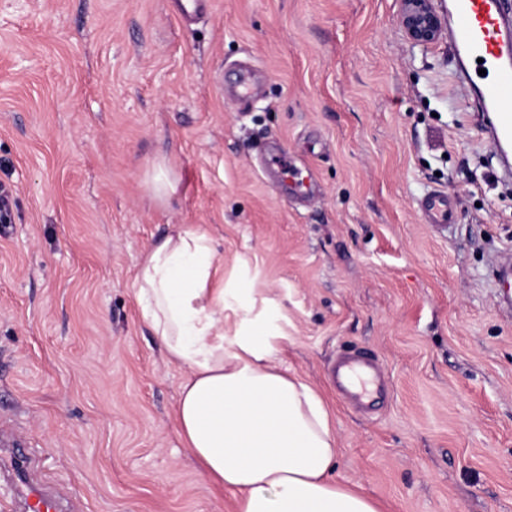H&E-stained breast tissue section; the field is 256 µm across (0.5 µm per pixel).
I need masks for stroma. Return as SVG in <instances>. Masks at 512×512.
I'll return each instance as SVG.
<instances>
[{
  "mask_svg": "<svg viewBox=\"0 0 512 512\" xmlns=\"http://www.w3.org/2000/svg\"><path fill=\"white\" fill-rule=\"evenodd\" d=\"M401 0H0V497L70 512H236L178 436L182 367L133 280L176 224L251 294L275 364L324 395L333 477L381 512H512V180L448 39L410 42ZM250 75L248 101L234 90ZM304 182L283 194L263 158ZM163 164L172 188L152 187ZM456 203L451 234L420 200ZM372 352L361 409L327 366ZM20 498L27 512H59L60 510L57 501L32 486Z\"/></svg>",
  "mask_w": 512,
  "mask_h": 512,
  "instance_id": "obj_1",
  "label": "stroma"
}]
</instances>
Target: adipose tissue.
<instances>
[{
	"mask_svg": "<svg viewBox=\"0 0 512 512\" xmlns=\"http://www.w3.org/2000/svg\"><path fill=\"white\" fill-rule=\"evenodd\" d=\"M216 273L210 236L180 225L146 249L133 283L166 358L188 370L175 419L202 476L236 494L237 512H380L333 479L339 450L320 392L272 365L258 329L225 343Z\"/></svg>",
	"mask_w": 512,
	"mask_h": 512,
	"instance_id": "1",
	"label": "adipose tissue"
}]
</instances>
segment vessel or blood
Returning <instances> with one entry per match:
<instances>
[{
    "label": "vessel or blood",
    "instance_id": "b4317fda",
    "mask_svg": "<svg viewBox=\"0 0 512 512\" xmlns=\"http://www.w3.org/2000/svg\"><path fill=\"white\" fill-rule=\"evenodd\" d=\"M452 47L462 63L461 77L472 81L468 65L481 61L485 71L478 91L472 97L475 111L489 115L487 132L496 147L512 144V0H454L449 18ZM429 225L438 233L454 225L455 206L447 193L428 194L421 203ZM330 375L340 391L354 399L362 392L355 381L381 384L376 359L368 352L355 350L341 355L330 366ZM26 512H59L60 505L39 489L23 494Z\"/></svg>",
    "mask_w": 512,
    "mask_h": 512
}]
</instances>
